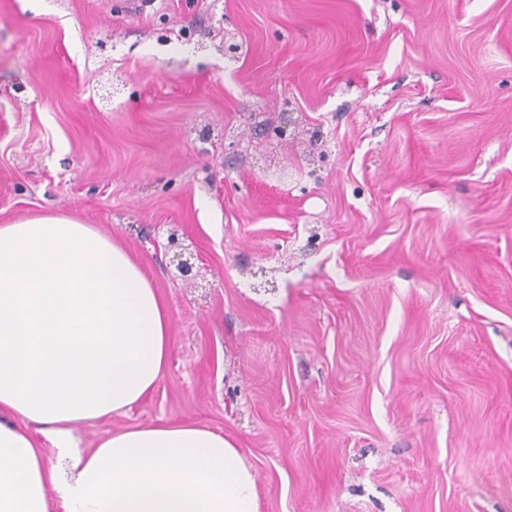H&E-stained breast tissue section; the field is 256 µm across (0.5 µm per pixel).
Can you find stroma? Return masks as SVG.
I'll return each instance as SVG.
<instances>
[{"label":"stroma","mask_w":512,"mask_h":512,"mask_svg":"<svg viewBox=\"0 0 512 512\" xmlns=\"http://www.w3.org/2000/svg\"><path fill=\"white\" fill-rule=\"evenodd\" d=\"M125 2L0 0V225H94L172 318L81 448L192 421L260 512H512V0Z\"/></svg>","instance_id":"35a3bbf8"}]
</instances>
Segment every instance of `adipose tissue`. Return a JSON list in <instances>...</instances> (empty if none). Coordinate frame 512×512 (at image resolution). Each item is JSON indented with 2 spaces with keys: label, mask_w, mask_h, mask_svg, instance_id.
Masks as SVG:
<instances>
[{
  "label": "adipose tissue",
  "mask_w": 512,
  "mask_h": 512,
  "mask_svg": "<svg viewBox=\"0 0 512 512\" xmlns=\"http://www.w3.org/2000/svg\"><path fill=\"white\" fill-rule=\"evenodd\" d=\"M170 330L156 288L95 226L0 225V512H259L254 469L207 427L129 428L79 446L74 423L153 391Z\"/></svg>",
  "instance_id": "adipose-tissue-1"
}]
</instances>
